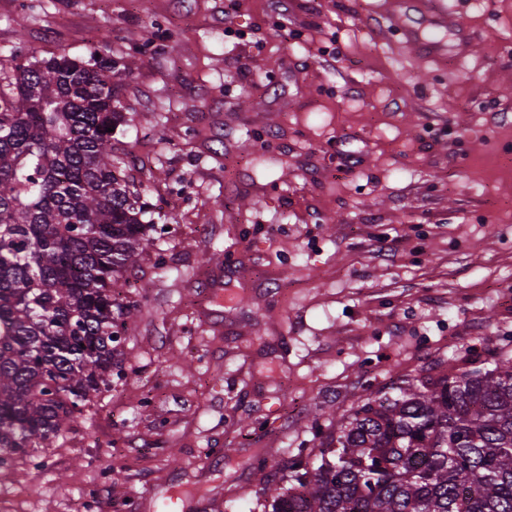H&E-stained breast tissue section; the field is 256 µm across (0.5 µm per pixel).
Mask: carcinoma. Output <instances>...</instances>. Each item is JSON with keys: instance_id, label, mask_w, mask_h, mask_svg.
<instances>
[{"instance_id": "1", "label": "carcinoma", "mask_w": 512, "mask_h": 512, "mask_svg": "<svg viewBox=\"0 0 512 512\" xmlns=\"http://www.w3.org/2000/svg\"><path fill=\"white\" fill-rule=\"evenodd\" d=\"M112 60L0 68V452L47 449L112 386L126 318L112 293L165 225L112 159ZM271 512H512V357L402 375L336 415Z\"/></svg>"}]
</instances>
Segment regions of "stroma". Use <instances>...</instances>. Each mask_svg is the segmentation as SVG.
Here are the masks:
<instances>
[{
	"mask_svg": "<svg viewBox=\"0 0 512 512\" xmlns=\"http://www.w3.org/2000/svg\"><path fill=\"white\" fill-rule=\"evenodd\" d=\"M447 3L466 35L416 0H0V61L126 68L114 153L169 227L115 284L111 388L0 477L9 512H265L330 412L512 353V0Z\"/></svg>",
	"mask_w": 512,
	"mask_h": 512,
	"instance_id": "stroma-1",
	"label": "stroma"
}]
</instances>
